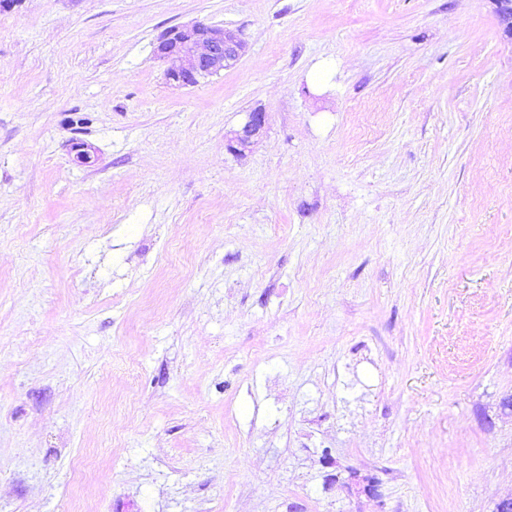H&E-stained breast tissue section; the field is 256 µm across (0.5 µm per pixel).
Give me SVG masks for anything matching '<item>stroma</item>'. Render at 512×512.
<instances>
[{"label":"stroma","instance_id":"stroma-1","mask_svg":"<svg viewBox=\"0 0 512 512\" xmlns=\"http://www.w3.org/2000/svg\"><path fill=\"white\" fill-rule=\"evenodd\" d=\"M510 395L495 0L0 8V512H493ZM245 48L240 31L205 24L173 26L158 39L156 56L169 84L196 86L231 67ZM267 113L261 109L247 112L246 119L239 130L228 140L227 148L230 151L241 152L249 147L255 138L264 130Z\"/></svg>","mask_w":512,"mask_h":512}]
</instances>
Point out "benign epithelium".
Returning a JSON list of instances; mask_svg holds the SVG:
<instances>
[{
  "instance_id": "benign-epithelium-1",
  "label": "benign epithelium",
  "mask_w": 512,
  "mask_h": 512,
  "mask_svg": "<svg viewBox=\"0 0 512 512\" xmlns=\"http://www.w3.org/2000/svg\"><path fill=\"white\" fill-rule=\"evenodd\" d=\"M245 48L240 31L223 27L195 24L173 26L158 39L156 56L164 64L169 84L176 87L196 86L200 81L231 67ZM267 113L254 109L246 113L239 130L228 140L230 151L241 152L249 147L264 130ZM74 160L81 165L95 161L92 147L74 142L70 147Z\"/></svg>"
}]
</instances>
